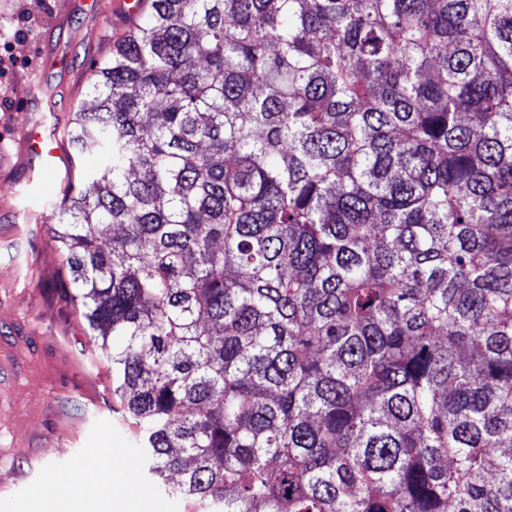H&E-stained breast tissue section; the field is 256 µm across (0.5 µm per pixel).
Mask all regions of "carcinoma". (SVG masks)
<instances>
[{
    "label": "carcinoma",
    "mask_w": 512,
    "mask_h": 512,
    "mask_svg": "<svg viewBox=\"0 0 512 512\" xmlns=\"http://www.w3.org/2000/svg\"><path fill=\"white\" fill-rule=\"evenodd\" d=\"M51 206L150 471L215 512H512V0H151Z\"/></svg>",
    "instance_id": "cac0c4a2"
}]
</instances>
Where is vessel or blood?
<instances>
[{
    "label": "vessel or blood",
    "instance_id": "obj_1",
    "mask_svg": "<svg viewBox=\"0 0 512 512\" xmlns=\"http://www.w3.org/2000/svg\"><path fill=\"white\" fill-rule=\"evenodd\" d=\"M25 140L39 165L58 168L63 160L59 142L49 141L34 128L27 129ZM39 338L35 328L22 323L17 314L0 318V408L13 409L15 395L24 378L30 360L39 354Z\"/></svg>",
    "mask_w": 512,
    "mask_h": 512
}]
</instances>
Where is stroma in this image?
<instances>
[{
    "label": "stroma",
    "instance_id": "1",
    "mask_svg": "<svg viewBox=\"0 0 512 512\" xmlns=\"http://www.w3.org/2000/svg\"><path fill=\"white\" fill-rule=\"evenodd\" d=\"M59 0H0V292L30 280L35 297L24 298L21 316L36 327L42 348L19 392L16 413L0 412V472L21 464L25 479L0 487V512H28L47 471L70 476L98 449L126 459L125 479H112V494L140 492L149 512H202L191 498L169 495L147 475L138 457L139 427L112 393L111 363L95 350L75 301L63 294L71 278L51 238L55 219L49 204L58 195L51 184L64 172L41 169L23 137L38 126L43 135L63 137L73 112L92 90L97 64L111 56L129 22L115 0H101L97 12L70 5L58 14ZM41 70V101L21 89L29 71ZM43 433L48 446L30 454L17 427Z\"/></svg>",
    "mask_w": 512,
    "mask_h": 512
}]
</instances>
